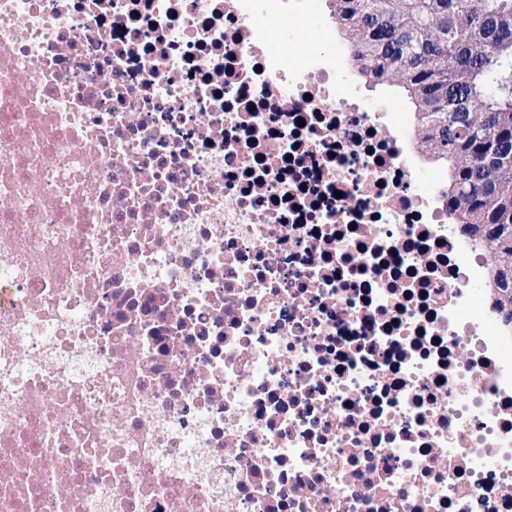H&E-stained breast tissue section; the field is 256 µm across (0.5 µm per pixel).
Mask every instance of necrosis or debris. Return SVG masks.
Wrapping results in <instances>:
<instances>
[{"mask_svg":"<svg viewBox=\"0 0 512 512\" xmlns=\"http://www.w3.org/2000/svg\"><path fill=\"white\" fill-rule=\"evenodd\" d=\"M270 0H0V512H512L485 236Z\"/></svg>","mask_w":512,"mask_h":512,"instance_id":"necrosis-or-debris-1","label":"necrosis or debris"}]
</instances>
